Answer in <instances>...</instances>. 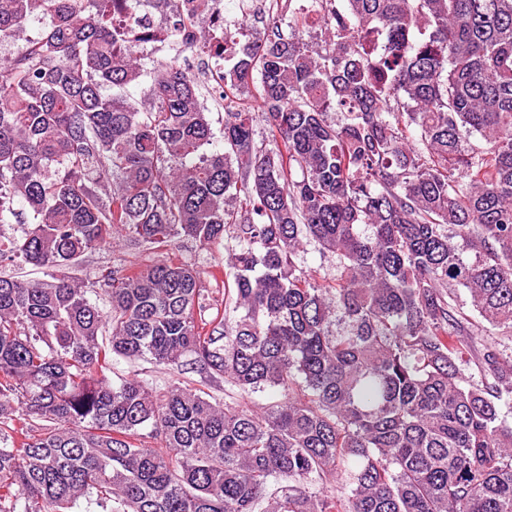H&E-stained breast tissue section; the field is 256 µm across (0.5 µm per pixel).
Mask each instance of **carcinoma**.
<instances>
[{
  "label": "carcinoma",
  "instance_id": "obj_1",
  "mask_svg": "<svg viewBox=\"0 0 512 512\" xmlns=\"http://www.w3.org/2000/svg\"><path fill=\"white\" fill-rule=\"evenodd\" d=\"M113 2L0 0V42L48 18L0 68V265L76 268L117 235L151 256L0 274V512H512V354L463 384L448 293L512 330V0H311L286 35L192 32L228 62L222 153L187 72L120 93L143 65ZM256 80L270 149L234 105ZM183 237L234 242L209 318L203 272L166 256ZM310 244L327 284L295 262ZM116 356L201 380L114 385ZM228 389L229 388L226 386L225 391H224V385H223L220 388H216L215 390H212V392H213L214 396L223 398L227 402L231 401L232 398H230V397L234 396L235 399H238L242 404H244L246 406H250V407L254 406L256 403L267 404L269 402H273L280 398V396L273 390H266L265 392H257L255 394L247 395V396H244L243 398H241V396L237 393V391L233 392V393H235L233 395L230 392L226 391Z\"/></svg>",
  "mask_w": 512,
  "mask_h": 512
}]
</instances>
